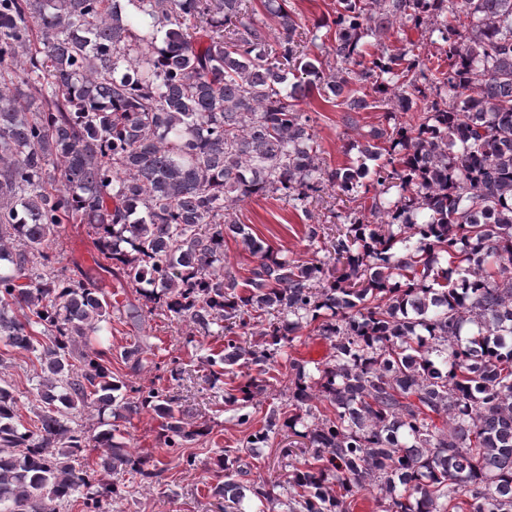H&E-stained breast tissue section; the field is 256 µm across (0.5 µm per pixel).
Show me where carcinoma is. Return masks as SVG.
<instances>
[{"label": "carcinoma", "instance_id": "cac0c4a2", "mask_svg": "<svg viewBox=\"0 0 512 512\" xmlns=\"http://www.w3.org/2000/svg\"><path fill=\"white\" fill-rule=\"evenodd\" d=\"M287 2L0 0V338L48 339L37 421L0 385V512H103L115 487L91 476L89 446L104 474L152 484L155 461L115 442L116 425L77 422L117 392L128 415L161 419L167 448L208 433L165 390L114 377L112 346L92 343L119 313L137 330L120 356L139 371L157 307L190 343L224 337L202 360L213 381L256 369L225 397L241 424L300 331L331 346L314 372L289 359L288 417L273 406L224 449L222 512H274L242 454L285 429L312 448L288 471L285 512H352L363 491L382 512H512V0H337L312 30L333 35V64L304 53ZM397 24L425 28L448 69L413 41L385 47ZM314 92L345 96L350 129L371 96L392 125L333 168L300 108ZM329 186L371 198L373 218L329 240L337 276L239 220L252 198L295 208ZM62 224L89 225L96 266L143 303L67 277L49 252ZM228 232L256 262L241 283Z\"/></svg>", "mask_w": 512, "mask_h": 512}]
</instances>
